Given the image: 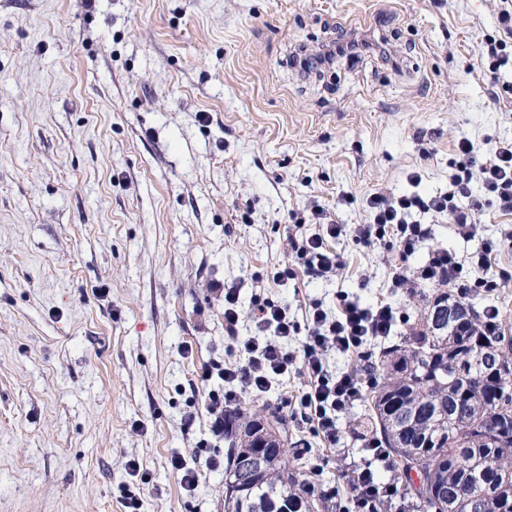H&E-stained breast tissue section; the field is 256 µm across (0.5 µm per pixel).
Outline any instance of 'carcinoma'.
Listing matches in <instances>:
<instances>
[{
  "label": "carcinoma",
  "mask_w": 512,
  "mask_h": 512,
  "mask_svg": "<svg viewBox=\"0 0 512 512\" xmlns=\"http://www.w3.org/2000/svg\"><path fill=\"white\" fill-rule=\"evenodd\" d=\"M353 373L373 390L359 436L387 449L416 512H512L511 322L489 329L474 306L423 292L408 331ZM309 486L284 414L224 410V512H336Z\"/></svg>",
  "instance_id": "1"
}]
</instances>
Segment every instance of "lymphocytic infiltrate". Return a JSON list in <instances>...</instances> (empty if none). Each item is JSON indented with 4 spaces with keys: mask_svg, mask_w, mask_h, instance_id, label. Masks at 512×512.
<instances>
[{
    "mask_svg": "<svg viewBox=\"0 0 512 512\" xmlns=\"http://www.w3.org/2000/svg\"><path fill=\"white\" fill-rule=\"evenodd\" d=\"M455 147L464 159V166L450 176L446 191L430 196L415 192L397 195L388 190L371 194L366 200L371 220L356 227L357 237L371 245L384 236H393L402 254L408 255L429 236V228L419 221V214L447 217L460 235L469 237L474 234L477 217L484 208V195L493 196L500 210L512 212V142L496 143L485 157L478 154L468 138H459ZM476 180L484 189L483 195H476L472 189ZM308 219L310 223L325 225V233L301 237L291 234L287 237L288 244L297 255L304 257L309 276L333 280L342 262L328 241L342 236L345 227L329 221L325 209L318 205L311 206ZM507 246H512V229L488 240L480 252L467 259L444 249L429 251L426 261L416 269H393L391 285L408 292L425 283L460 288L464 285L462 273L468 270L474 273L478 285L497 287L491 255ZM211 289L224 298V332L239 357L238 362L232 364L213 360L206 369V377H218L223 383L221 389L208 393L212 434L223 436L224 411L239 395L265 392L272 377L287 372L289 365L298 359L307 378L299 404L309 410L315 429L323 439L336 444L340 439L336 415L352 407L362 391L353 373H332L326 356L332 351L350 353L368 339L391 335L396 324L394 308L386 303L367 308L347 299L342 303L340 316L332 318L321 304H312L305 314L306 327L302 331L306 339L302 355L297 358L288 350V339L301 329L289 317L287 307L271 301L256 303L252 321L257 334L242 340L238 337L241 312L236 289L220 283L212 284Z\"/></svg>",
    "mask_w": 512,
    "mask_h": 512,
    "instance_id": "lymphocytic-infiltrate-1",
    "label": "lymphocytic infiltrate"
}]
</instances>
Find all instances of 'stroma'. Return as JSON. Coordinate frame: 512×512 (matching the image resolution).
Wrapping results in <instances>:
<instances>
[{
	"instance_id": "stroma-1",
	"label": "stroma",
	"mask_w": 512,
	"mask_h": 512,
	"mask_svg": "<svg viewBox=\"0 0 512 512\" xmlns=\"http://www.w3.org/2000/svg\"><path fill=\"white\" fill-rule=\"evenodd\" d=\"M343 35L387 50L288 66L294 46ZM499 35L497 0H0V512H127L125 485L138 512H224L223 470L188 493L170 465L201 441L224 453L204 401L225 347L210 283L238 288L245 337L255 299L300 322L345 296L391 304L403 335L417 302L391 267L427 251L354 227L378 190L446 191L459 137L512 141V68L496 78L486 60ZM313 204L348 227L332 282L287 245L318 232L295 223ZM510 226L491 200L475 236L437 217L430 244L466 256ZM491 263L502 288L454 294L512 320V248ZM287 267L298 277L275 282ZM305 383L290 365L256 400L287 416L317 492L356 512L369 401L339 414L329 448Z\"/></svg>"
}]
</instances>
